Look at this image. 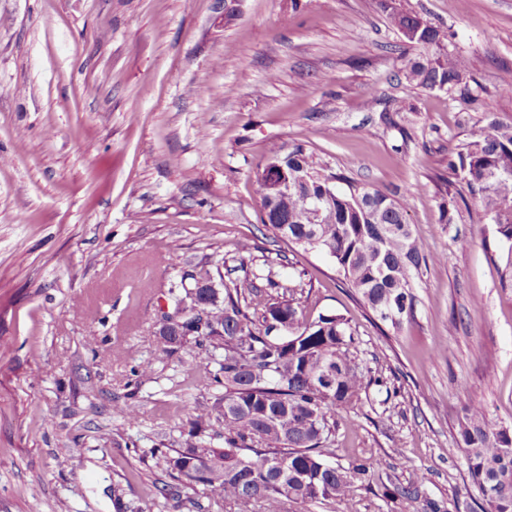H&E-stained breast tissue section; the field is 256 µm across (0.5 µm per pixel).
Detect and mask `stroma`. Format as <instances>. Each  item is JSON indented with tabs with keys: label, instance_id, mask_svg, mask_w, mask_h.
I'll list each match as a JSON object with an SVG mask.
<instances>
[{
	"label": "stroma",
	"instance_id": "1",
	"mask_svg": "<svg viewBox=\"0 0 512 512\" xmlns=\"http://www.w3.org/2000/svg\"><path fill=\"white\" fill-rule=\"evenodd\" d=\"M395 5L467 59L460 84L408 82L427 51L378 0H0V512H115L116 485L157 512L150 451L190 443L215 364L191 340L162 356L155 321L184 271H223L243 242L254 272L285 255L305 318L343 315L367 382L337 411L327 460L373 459L369 479L301 512H400L389 492L417 471L424 497L474 512L458 420L479 404L512 429V288L449 163L489 120L512 124V0ZM293 144L407 200L439 255L400 328L328 255L263 226L257 167Z\"/></svg>",
	"mask_w": 512,
	"mask_h": 512
}]
</instances>
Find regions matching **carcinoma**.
Instances as JSON below:
<instances>
[{
  "mask_svg": "<svg viewBox=\"0 0 512 512\" xmlns=\"http://www.w3.org/2000/svg\"><path fill=\"white\" fill-rule=\"evenodd\" d=\"M389 20L402 34L418 33L408 43L439 45L437 30L418 14L394 9ZM466 70L463 56L437 52L411 62L406 78L424 89L450 90ZM457 158L449 167L463 173L498 241L508 245L500 260L502 275L512 279V125L490 120ZM271 162L284 166L290 181L296 173L307 179L298 190L268 192L267 167L257 172L262 222L275 237L328 254L354 294L393 327L413 317V283L431 257L405 223V202L351 182L338 190L336 182L346 177L315 162L301 144L272 155L266 160ZM308 196L318 201L317 223L299 224L294 218ZM248 252L239 249L238 264L225 267L223 288L198 290L223 335L200 331L191 318L179 317L157 337L166 355L190 336L200 353L220 355L211 378L218 394L212 405L194 409L190 425L193 430L216 426L224 439L222 448L192 443L172 455L160 452L165 473L177 485L164 483L157 493L176 499L185 512H211L227 504L249 512L254 503L264 512H285L287 502L347 501L373 468L366 459L331 465L322 448L336 428V410L352 408L365 389L364 375L349 355L347 323L335 314L304 320L301 283L283 281L272 261L261 274L248 271ZM456 447L467 457L487 512H512V430L491 423L484 407L474 404L458 421ZM423 481L416 473L394 494L416 512H447L444 503L422 497ZM197 485L209 500L206 507L179 491Z\"/></svg>",
  "mask_w": 512,
  "mask_h": 512,
  "instance_id": "obj_1",
  "label": "carcinoma"
}]
</instances>
